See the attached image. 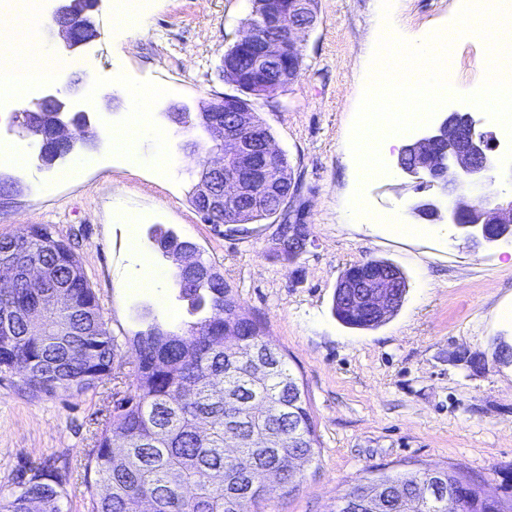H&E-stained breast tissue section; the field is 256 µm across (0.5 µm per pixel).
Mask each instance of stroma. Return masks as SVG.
I'll use <instances>...</instances> for the list:
<instances>
[{"mask_svg": "<svg viewBox=\"0 0 512 512\" xmlns=\"http://www.w3.org/2000/svg\"><path fill=\"white\" fill-rule=\"evenodd\" d=\"M455 3L399 0L401 24L429 34L447 29ZM252 7L253 0H147L143 19L128 20L118 0H102L92 40L74 49L53 44L65 67L38 94L73 93L99 141L71 179L62 174L69 160L38 169L28 140L1 130L0 147L23 161L0 160V171L19 179L24 191L15 207L0 212V237L44 225L69 242L125 372L136 357L142 306L171 324L185 313L172 285L127 286L167 265L150 228L160 225L196 243L244 312L260 319L270 343L287 354L310 402L316 459L277 489L264 512H331L371 471L400 475L435 464L512 500V364L493 360L498 341L512 343V243L475 248L451 224L407 234L348 217L358 203L405 224L416 221L412 177L397 171L359 184L349 161L380 0H317V22L300 43L298 79L271 100L253 102L292 168L286 216L308 226L306 251L290 261L281 256L277 237L286 216L230 231L190 203L206 140L165 114L236 93L222 77L221 59ZM453 59L457 80L476 90L487 63L482 40L468 35L454 46ZM140 88L153 92L147 107L158 135L139 143L141 161L133 165L113 153L111 134L128 122V95ZM163 154L169 165L159 164ZM370 259L397 265L408 293L384 325L351 329L332 313L334 291L346 268ZM120 389L109 380L81 396L50 397L32 394L19 375L0 374V489L27 461L58 457L73 470L67 512H86L84 464Z\"/></svg>", "mask_w": 512, "mask_h": 512, "instance_id": "obj_1", "label": "stroma"}]
</instances>
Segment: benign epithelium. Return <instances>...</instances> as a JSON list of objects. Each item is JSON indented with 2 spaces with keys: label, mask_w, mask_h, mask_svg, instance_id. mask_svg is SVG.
I'll return each mask as SVG.
<instances>
[{
  "label": "benign epithelium",
  "mask_w": 512,
  "mask_h": 512,
  "mask_svg": "<svg viewBox=\"0 0 512 512\" xmlns=\"http://www.w3.org/2000/svg\"><path fill=\"white\" fill-rule=\"evenodd\" d=\"M57 6L49 18V27L57 32L67 44L74 48L87 42L90 36L86 30L94 28L92 17H86L81 24L72 21L70 0H54ZM317 0H255V9L248 20V32L234 44L232 50L222 58L221 68L226 79L240 90L251 95L266 96L275 89L286 86L292 75L284 66V60L294 54L295 34L314 27L317 22ZM291 20L288 33L281 32L284 19ZM262 24L269 36L258 42L255 39V25ZM247 53L253 58L251 73L243 74L233 62L234 54ZM35 112H52L56 116V137L69 143L66 155L76 156L81 149L76 139L69 136V126L81 118L83 130L93 127L85 110L77 107L70 99L47 95L33 99L24 108L13 113V131L22 138L32 137V123L25 121V115ZM167 117L181 127H196L206 135L212 158L205 161L199 173V180L193 192L203 205V213L219 215L224 204L233 200H246L249 209L271 207L274 190L260 189L262 166L259 159L280 155L274 149L272 138L253 125L249 101L240 97L220 96L209 103L199 104L198 111L192 112L182 106L166 112ZM419 149L421 157L412 163L405 162V152ZM498 148L496 136L480 128V121L471 112L453 111L434 126L426 129L418 138L410 141L397 157L396 166L415 179L416 189L425 191L437 189V193L416 201L412 213L434 224H453L465 230V239L478 246L484 242L512 241V199L502 201L497 194L482 195L481 204L471 205L465 200L464 185L455 176H472L468 186L474 187L493 182L498 169L495 151ZM22 188L17 181L0 173V210L12 208ZM310 243L309 234L299 232L286 240L278 238V249L303 253ZM198 248L188 242L177 253H166L164 257L188 270L207 278L209 267L200 263ZM0 273L15 282L35 288H47L49 304L33 322L45 326L46 315L67 300L61 290L51 291L52 281L45 269L7 268ZM354 287L353 303H362L377 314H384L392 305L393 297L387 290L366 294L362 289L371 286L367 280L351 285L345 281L341 288ZM428 496L439 504L445 502L458 508L457 498L447 492L442 484L427 485Z\"/></svg>",
  "instance_id": "obj_1"
}]
</instances>
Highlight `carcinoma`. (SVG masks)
<instances>
[{"instance_id": "obj_1", "label": "carcinoma", "mask_w": 512, "mask_h": 512, "mask_svg": "<svg viewBox=\"0 0 512 512\" xmlns=\"http://www.w3.org/2000/svg\"><path fill=\"white\" fill-rule=\"evenodd\" d=\"M265 184L288 195L292 173L286 156L267 164ZM274 210L243 213L232 202L214 224L240 219L252 224ZM182 240L169 230L155 235L163 252ZM48 267L65 288L68 304L49 315L51 331L32 332L24 314L41 306V296L24 285L0 283V373L17 372L29 391L80 395L114 370V339L82 264L69 246L56 243L44 226L32 235L0 238V264ZM389 273L400 292L391 313L401 307L407 279L394 264L369 260ZM175 298L186 316L164 324L165 335L134 334L137 359L128 392L116 397L85 463L87 512H258L277 486L263 481L267 470L293 482L313 462L317 436L305 390L283 354L257 373L239 348L224 347L235 336L240 348L268 345L265 329L229 296L224 277L213 272L202 284L175 273ZM333 313L350 328L370 329L386 322L350 308L334 295ZM458 494V512H512V503L486 493L464 475L435 466L405 476L366 477L341 496L330 512H345L346 497L361 499V512H448L421 494L434 474ZM72 478L67 465L50 458L19 468L0 512H64Z\"/></svg>"}]
</instances>
